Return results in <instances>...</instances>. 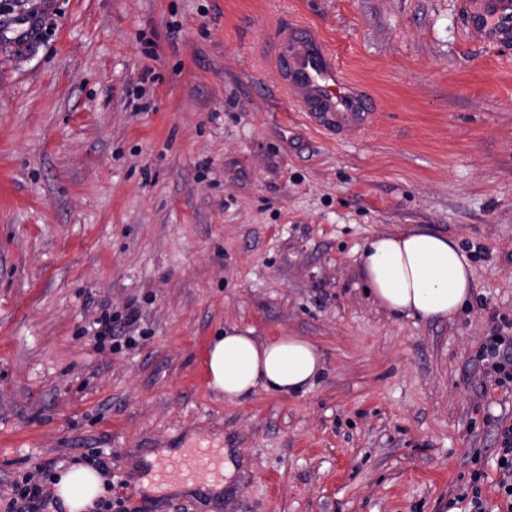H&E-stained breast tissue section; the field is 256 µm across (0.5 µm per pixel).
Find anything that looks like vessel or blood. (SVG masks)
I'll list each match as a JSON object with an SVG mask.
<instances>
[{"mask_svg":"<svg viewBox=\"0 0 512 512\" xmlns=\"http://www.w3.org/2000/svg\"><path fill=\"white\" fill-rule=\"evenodd\" d=\"M465 26L486 44L512 39V0H470ZM287 99L321 129L344 137H357L378 120L374 99L360 82L345 74L341 56L310 26L296 22L273 30L265 44ZM209 449L195 448L179 465L160 460V480L203 475Z\"/></svg>","mask_w":512,"mask_h":512,"instance_id":"1","label":"vessel or blood"}]
</instances>
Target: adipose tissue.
Wrapping results in <instances>:
<instances>
[{"label":"adipose tissue","mask_w":512,"mask_h":512,"mask_svg":"<svg viewBox=\"0 0 512 512\" xmlns=\"http://www.w3.org/2000/svg\"><path fill=\"white\" fill-rule=\"evenodd\" d=\"M360 266L380 307L424 320L451 319L474 283L469 259L457 244L424 231L376 234L364 246ZM205 360L211 387L238 403L260 388L307 392L323 369L319 349L307 339L287 335L262 342L234 328L211 342ZM54 491L65 512H90L105 485L99 471L80 465L60 472Z\"/></svg>","instance_id":"1"}]
</instances>
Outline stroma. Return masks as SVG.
<instances>
[{
  "instance_id": "stroma-1",
  "label": "stroma",
  "mask_w": 512,
  "mask_h": 512,
  "mask_svg": "<svg viewBox=\"0 0 512 512\" xmlns=\"http://www.w3.org/2000/svg\"><path fill=\"white\" fill-rule=\"evenodd\" d=\"M467 0H0V500L107 463L129 512H451L512 386L479 350L512 323V42ZM313 26L375 98L358 139L287 102L265 39ZM455 241L474 288L451 320L367 289L373 235ZM139 311L135 345L94 329ZM300 336L303 394L225 401L205 352L229 328ZM224 448L221 494L150 496L149 455Z\"/></svg>"
}]
</instances>
